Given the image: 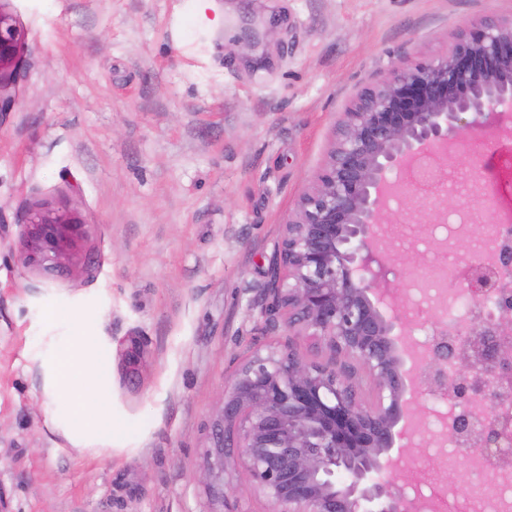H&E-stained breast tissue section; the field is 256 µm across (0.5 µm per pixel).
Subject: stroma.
I'll list each match as a JSON object with an SVG mask.
<instances>
[{"instance_id":"35a3bbf8","label":"stroma","mask_w":512,"mask_h":512,"mask_svg":"<svg viewBox=\"0 0 512 512\" xmlns=\"http://www.w3.org/2000/svg\"><path fill=\"white\" fill-rule=\"evenodd\" d=\"M25 33L0 114V496L9 512H208L200 465L247 351L292 345L265 325L268 260L320 172L346 109L393 66L448 50L465 25L512 20V0H0ZM252 22L261 45L238 50ZM512 124L487 128L456 177L508 173ZM456 190L393 203L407 267L435 259ZM75 216L73 256L24 261L21 224ZM92 356L112 431L59 410Z\"/></svg>"}]
</instances>
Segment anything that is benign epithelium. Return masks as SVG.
I'll list each match as a JSON object with an SVG mask.
<instances>
[{"label":"benign epithelium","mask_w":512,"mask_h":512,"mask_svg":"<svg viewBox=\"0 0 512 512\" xmlns=\"http://www.w3.org/2000/svg\"><path fill=\"white\" fill-rule=\"evenodd\" d=\"M22 32L0 7V112L17 75ZM512 112V22L486 18L463 29L455 44L430 59L392 68L379 87L354 99L336 130L327 160L295 203L269 257L262 309L295 336L323 342L334 357L353 359L377 391L362 404L346 364H308L295 350L257 348L234 370L215 414L202 473L208 512H224V475L242 470L248 490L270 512H421L408 497L392 450L410 409L438 394L465 401L480 375L492 372L512 388V295L498 314L480 318L408 355L411 325L391 303L387 279L399 249L381 226L401 171L422 161L447 170L448 147L482 134ZM72 215L49 207L28 211L21 224L25 259L48 272L73 249ZM474 296L494 287L491 275L470 271L462 283ZM455 373L448 374V364ZM458 445L487 459L504 446L493 426L468 416L457 424Z\"/></svg>","instance_id":"1"}]
</instances>
